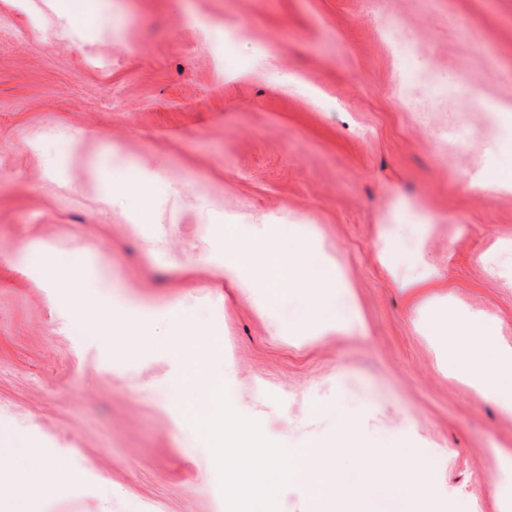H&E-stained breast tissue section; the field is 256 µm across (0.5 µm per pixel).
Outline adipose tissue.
<instances>
[{
	"label": "adipose tissue",
	"mask_w": 512,
	"mask_h": 512,
	"mask_svg": "<svg viewBox=\"0 0 512 512\" xmlns=\"http://www.w3.org/2000/svg\"><path fill=\"white\" fill-rule=\"evenodd\" d=\"M226 278L243 289H262L274 297L281 280H288L302 295L308 315L299 333L303 336L349 331L363 325V318L336 276L317 271L302 242H289L280 226L263 229L260 241H244L240 250L224 255L221 268ZM54 287L71 289L75 315L116 327L124 354L133 356L141 349L142 328L121 311L106 309L83 292V275H59ZM444 283L428 264H421L418 275L402 281L399 291L420 319L430 323L437 337L441 360L453 378L467 386L478 398L492 401L502 411L512 413V344L496 336L476 312L453 305ZM7 480L12 500L27 501L32 495L56 483L78 484L76 472L59 461L39 458L36 466H17L0 461V477Z\"/></svg>",
	"instance_id": "adipose-tissue-1"
}]
</instances>
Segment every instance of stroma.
I'll list each match as a JSON object with an SVG mask.
<instances>
[{
  "mask_svg": "<svg viewBox=\"0 0 512 512\" xmlns=\"http://www.w3.org/2000/svg\"><path fill=\"white\" fill-rule=\"evenodd\" d=\"M501 101L512 0H0V453L80 475L26 512H226L212 445L164 388L178 361L75 318L49 285L63 264L154 337L173 310L214 337L210 371L269 442L333 437L316 407L363 401L380 454L408 448L450 501L505 512L512 414L441 367L397 293L415 267L377 251L422 241L452 301L512 343V193L471 185L512 163ZM132 177L147 202L113 196ZM228 224L310 236L363 331L296 342L287 282L271 304L215 270Z\"/></svg>",
  "mask_w": 512,
  "mask_h": 512,
  "instance_id": "stroma-1",
  "label": "stroma"
}]
</instances>
